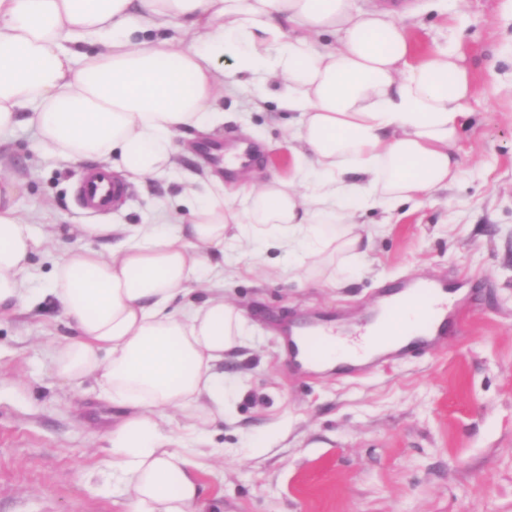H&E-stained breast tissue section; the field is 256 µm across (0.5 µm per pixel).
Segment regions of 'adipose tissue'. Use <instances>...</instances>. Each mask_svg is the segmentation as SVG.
Masks as SVG:
<instances>
[{"mask_svg":"<svg viewBox=\"0 0 512 512\" xmlns=\"http://www.w3.org/2000/svg\"><path fill=\"white\" fill-rule=\"evenodd\" d=\"M228 66L298 116L293 174L241 184L243 206L189 190L176 231H162L160 214L107 256L86 241L110 225H82L36 290L26 274L40 241L0 171V310L53 298L71 329L47 349L55 378L72 389L94 380L123 409L104 464L124 512H204L192 450L209 447L204 427L224 417L236 386L224 355L248 337L223 289L189 298L204 272L223 273L216 256L245 250L271 278L293 273L282 257H310L311 278L332 282L364 254L365 210L432 196L462 174L472 81L459 51L417 53L402 14L354 0H0V142L25 126L33 151L161 175L185 130L220 120ZM326 347L332 368L371 353L368 336L341 330ZM179 414L190 435L172 430Z\"/></svg>","mask_w":512,"mask_h":512,"instance_id":"1","label":"adipose tissue"}]
</instances>
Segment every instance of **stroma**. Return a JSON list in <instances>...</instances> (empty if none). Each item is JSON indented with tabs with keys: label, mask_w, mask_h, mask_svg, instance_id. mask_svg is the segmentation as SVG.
I'll return each mask as SVG.
<instances>
[{
	"label": "stroma",
	"mask_w": 512,
	"mask_h": 512,
	"mask_svg": "<svg viewBox=\"0 0 512 512\" xmlns=\"http://www.w3.org/2000/svg\"><path fill=\"white\" fill-rule=\"evenodd\" d=\"M411 2L418 49L456 38L471 75L464 175L421 203L366 212L362 268L335 285L299 270L270 280L232 255L220 286L245 309L250 336L224 359L242 385L211 429L223 456L198 470L208 512H512V0ZM218 108L223 122L190 133L174 171L125 183L106 214L85 212L76 197L85 164L33 152L26 128L0 144V162L22 183L18 211L45 239L31 287H42L79 225L129 231L163 209L186 215L187 184L214 190L291 174L288 115L263 101L257 80L238 77ZM242 144L260 168L210 162L213 149ZM438 277L474 294L441 354L362 377L306 375L289 363L282 326L362 314L381 289ZM68 333L48 298L0 319V512H123L102 464L121 409L61 387L48 366V344ZM263 433L267 447H248Z\"/></svg>",
	"instance_id": "35a3bbf8"
}]
</instances>
